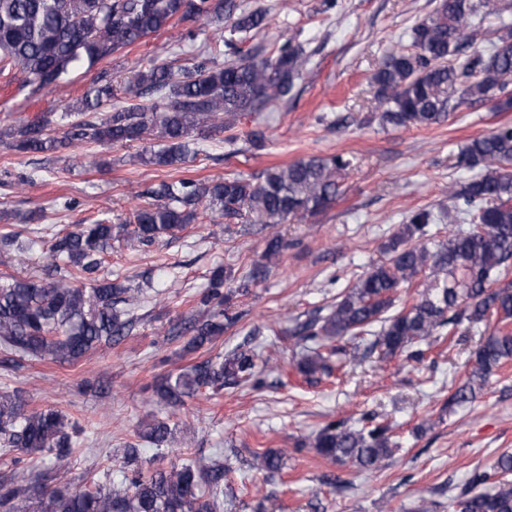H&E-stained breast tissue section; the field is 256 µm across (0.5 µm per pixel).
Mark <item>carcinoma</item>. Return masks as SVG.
Here are the masks:
<instances>
[{
	"label": "carcinoma",
	"instance_id": "carcinoma-1",
	"mask_svg": "<svg viewBox=\"0 0 512 512\" xmlns=\"http://www.w3.org/2000/svg\"><path fill=\"white\" fill-rule=\"evenodd\" d=\"M509 0H438L434 12L411 28V49L391 52L372 74L380 121L400 127H431L479 101L512 108V25L501 23L491 49L468 48L482 38L478 21L502 18ZM175 18H203L234 33L260 30L266 13L237 0H0V75L17 68L37 88L58 84L72 69L92 67L116 52L168 27ZM306 58L290 42L268 56L240 52L224 63L199 57L178 75L155 61L137 70L123 87L125 102L98 120L92 113L114 96L111 83L90 87L79 103L84 119L70 123L62 136L48 132L51 113L0 128V140L25 154H57L76 141L126 145L160 142L140 160L180 169L194 157L190 146L217 130H229L240 112H261L288 98L303 76ZM458 164L481 173L457 188L448 187L454 222L448 239L437 241L430 210L413 213L384 244L385 259L345 291L325 315L295 324L292 335L308 345L296 365L309 384L344 368L356 356L333 345L345 336H375L381 358L403 355L421 361L425 349L442 336H465L495 316L512 323V126L500 125L462 147ZM350 166L341 155L311 156L267 170L260 178L229 176L208 182L163 180L149 191L135 223L97 220L53 236L54 259L47 278L0 279V349L24 358L73 364L101 344L127 337L133 319L122 305L129 289L93 277L112 242L135 238L150 245L184 230L207 209L214 220H231L249 207L278 224L314 214L340 194L338 177ZM424 274L426 289L409 307L393 314L398 288ZM229 276L215 269L198 295V311L185 321L191 351L213 348L216 339L241 318L234 299L245 287L228 288ZM381 323L379 331L372 330ZM255 354L236 349L223 360L207 358L176 375L158 379L153 393L172 407L200 390L214 392L255 375ZM474 368L448 398L461 405L474 399L495 368L512 359V332L479 341ZM356 428L343 420L326 423L311 447L323 457L359 471H374L391 457L395 442L389 427L365 413ZM83 428L56 408L32 409L20 389L0 391V509L3 512H220L224 478L220 461L194 460L169 468L144 470L137 448L119 465L115 478L93 480L80 488L64 481ZM158 447L171 442L161 421L137 432ZM253 467L266 473L283 468L282 452L269 448L254 455ZM512 454L498 459L494 473H476L455 496L458 512H512ZM483 485L482 491L475 487Z\"/></svg>",
	"mask_w": 512,
	"mask_h": 512
}]
</instances>
